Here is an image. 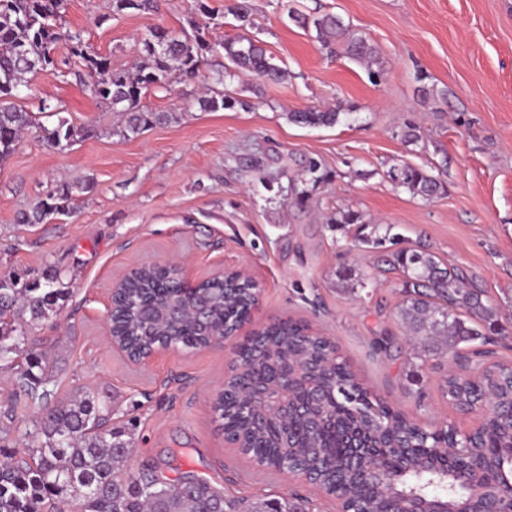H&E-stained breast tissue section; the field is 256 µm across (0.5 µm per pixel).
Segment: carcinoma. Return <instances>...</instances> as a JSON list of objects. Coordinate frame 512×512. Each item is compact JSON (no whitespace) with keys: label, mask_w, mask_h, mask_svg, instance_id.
I'll return each mask as SVG.
<instances>
[{"label":"carcinoma","mask_w":512,"mask_h":512,"mask_svg":"<svg viewBox=\"0 0 512 512\" xmlns=\"http://www.w3.org/2000/svg\"><path fill=\"white\" fill-rule=\"evenodd\" d=\"M156 0H113L120 12H149ZM64 0H0V161L8 158L25 129L37 128L36 113L18 108L13 99L29 87L27 75L54 65L53 52L60 42L81 63L91 95L106 105L118 102L120 133L135 138L146 128L169 118L142 105L143 96L167 83L171 73L195 75L205 55L224 50L223 83L243 71L267 83H280L288 71L271 61L256 39L228 38L216 44L203 29L177 35L155 27L140 38L142 61L134 72L112 67L109 57L89 50L77 33L54 24ZM304 28H314L315 39L330 56L367 65L377 63L376 48L363 35L332 14L314 18L292 12ZM237 100L228 93L201 100L209 111L232 108ZM343 106L310 108L288 113L304 126H331L339 121ZM44 139L53 147L71 143L75 130L64 119ZM389 180L422 198L441 194V182L428 170L402 164L387 171ZM84 190L64 183L57 194L41 202L21 222L40 224L70 210L73 196ZM332 224H364L353 209L336 213ZM372 225L363 242L375 248L393 242L389 233ZM383 271L402 273L398 315L414 342V357L452 361L467 347L491 336H511L512 327L500 322L498 308L472 279L445 264L428 249L386 250ZM199 306L182 298L177 279L155 265L134 270L120 291L112 311V336L128 353L141 354L171 341L185 349H198L220 341L207 331L232 328L247 317L253 301L248 282L229 272L197 284ZM67 292L57 287V277L28 281L21 276L0 278V364L17 365L16 395L44 409L37 426L26 433L22 455L0 462V512H241V503L213 490L205 480L187 475L176 484L147 471L127 469L131 441L112 428V396L106 391L78 389L55 399L51 388L52 364L26 350L24 331L13 321L39 322L59 315ZM309 327L292 319L261 328L253 344L240 349L238 366L216 394L213 408L223 422L224 436L238 452L260 466L274 470L291 462L311 476L327 493L343 499L361 512H398L397 497L421 496L429 505L448 499V472L469 462H482L491 482L512 471V366L498 363L475 376H446L442 396L466 411L484 404L482 424L464 442L463 454L448 455L457 429L449 425L436 436L399 410L373 400L346 362L326 359L336 344L326 336L308 333ZM288 364L297 391L309 389L334 395L308 406L288 402V416L267 415L247 404L245 388L279 376Z\"/></svg>","instance_id":"carcinoma-1"}]
</instances>
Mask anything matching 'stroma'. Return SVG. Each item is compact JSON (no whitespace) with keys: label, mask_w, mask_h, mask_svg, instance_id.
<instances>
[{"label":"stroma","mask_w":512,"mask_h":512,"mask_svg":"<svg viewBox=\"0 0 512 512\" xmlns=\"http://www.w3.org/2000/svg\"><path fill=\"white\" fill-rule=\"evenodd\" d=\"M239 27L233 0H159L157 10L113 13L112 0H65L59 23L79 33L118 68L139 55L149 28L181 31L189 21L218 42L240 33L259 39L286 81L242 74L217 83L223 54L192 78L172 76L142 103L168 121L127 139L120 118L91 97L59 45V67L41 71L16 100L47 128L67 119L77 136L56 149L26 132L0 162V278L57 273L69 291L60 315L26 326L30 348L55 366L58 395L78 388L112 393V425L129 432L131 471L174 480L191 473L244 499L309 498L313 512H336L315 485L288 482L254 466L225 442L213 410L237 338L195 350L161 352L134 364L113 351L107 312L119 274L176 263L199 281L246 268L261 285L246 324L253 331L293 318L331 338L369 392L424 426L471 430L443 397L447 367L408 364L397 315L399 273L377 270V249L361 243L363 224H333L337 211L393 225L405 248L424 246L473 277L512 322V0H249ZM333 14L376 47L383 75L328 57L314 31L290 10ZM228 88L243 106L216 112L200 101ZM344 105L330 127L292 123L308 108ZM419 139L405 141L407 123ZM320 164V180L305 170ZM426 168L444 186L433 199L395 187L390 167ZM64 183L86 192L68 213L21 224ZM306 190L296 205L289 185Z\"/></svg>","instance_id":"1"}]
</instances>
